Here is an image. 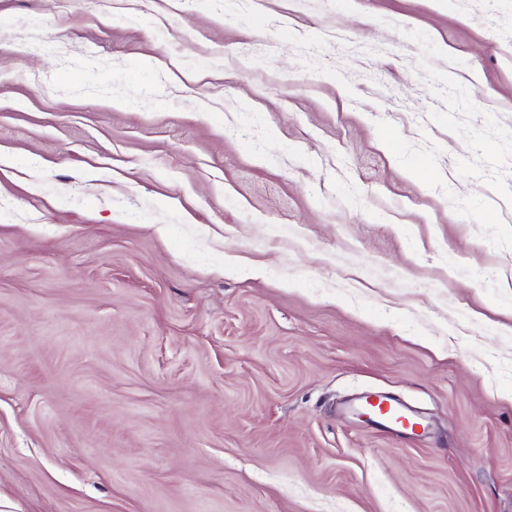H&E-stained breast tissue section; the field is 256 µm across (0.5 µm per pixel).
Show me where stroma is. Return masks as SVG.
I'll list each match as a JSON object with an SVG mask.
<instances>
[{"label": "stroma", "mask_w": 512, "mask_h": 512, "mask_svg": "<svg viewBox=\"0 0 512 512\" xmlns=\"http://www.w3.org/2000/svg\"><path fill=\"white\" fill-rule=\"evenodd\" d=\"M0 512H512V0H0Z\"/></svg>", "instance_id": "stroma-1"}]
</instances>
